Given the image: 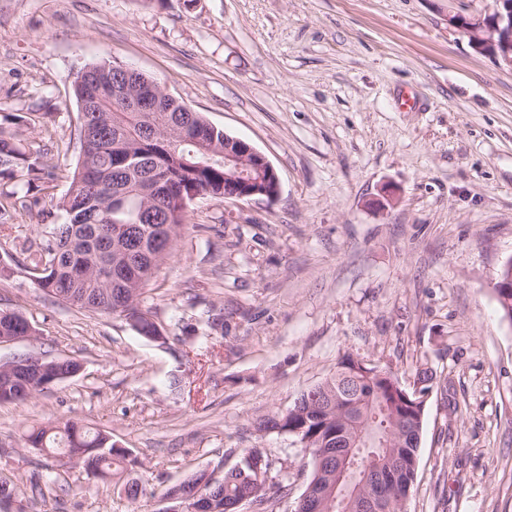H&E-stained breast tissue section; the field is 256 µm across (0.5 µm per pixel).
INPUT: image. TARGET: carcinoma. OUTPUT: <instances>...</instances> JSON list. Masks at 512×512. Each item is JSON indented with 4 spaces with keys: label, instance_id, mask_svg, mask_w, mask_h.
<instances>
[{
    "label": "carcinoma",
    "instance_id": "obj_1",
    "mask_svg": "<svg viewBox=\"0 0 512 512\" xmlns=\"http://www.w3.org/2000/svg\"><path fill=\"white\" fill-rule=\"evenodd\" d=\"M123 74L110 61L81 68L73 82V96L81 104L90 93V82H110ZM155 127L142 121L140 112H124L106 98L97 111L83 116L82 126L95 140L96 148L85 153L75 169L70 187L61 201L65 222L55 224L46 244L29 255V264L38 270L35 288L46 295L80 308L120 315L139 313L136 322L142 332H158L150 312L141 308L140 297L152 276L143 272L160 267L172 254L180 229L186 223L185 207H159L147 188L162 180L175 190H197L212 197L224 195L228 179L224 174V129L209 124L202 115L157 91ZM30 176L44 185L54 179V171L12 133L0 129V177ZM139 246L131 266L112 265V248ZM37 393L29 382L0 381V402L23 401ZM401 405L391 392L388 379H380L377 367L345 355L336 374L300 396L290 414L267 415L258 430L289 434L298 441L317 443L336 434L346 420L350 434L367 430L390 438L382 444L355 448L351 462L354 485L358 486L386 470L394 448H400L408 466L399 476L415 482L417 446L410 437L409 406L419 400L416 392ZM33 448L62 450L63 456L83 448L91 449L82 460L84 468L96 475H118L125 456L115 451L106 433L88 424L66 421L39 427L27 436ZM271 467L260 456L240 469L231 468L222 478V498L226 505L248 497L256 483H265Z\"/></svg>",
    "mask_w": 512,
    "mask_h": 512
}]
</instances>
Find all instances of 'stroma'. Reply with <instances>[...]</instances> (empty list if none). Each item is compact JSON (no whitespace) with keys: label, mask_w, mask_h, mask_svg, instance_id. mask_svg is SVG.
Here are the masks:
<instances>
[{"label":"stroma","mask_w":512,"mask_h":512,"mask_svg":"<svg viewBox=\"0 0 512 512\" xmlns=\"http://www.w3.org/2000/svg\"><path fill=\"white\" fill-rule=\"evenodd\" d=\"M487 0H0V126L56 178L31 206L0 181V310L37 337L0 345L82 369L0 403L8 512H164L199 471L267 456L268 512H294L302 444L262 434L350 354L425 395L405 512H512V321L495 292L512 258V67L454 27ZM134 68L265 154L274 203L198 198L141 298L164 334L38 291L27 249L63 223L80 151L77 70ZM25 116L13 125V116ZM51 212L42 221L38 210ZM223 317L210 335L187 322ZM179 389H171V374ZM85 421L127 454L124 478L29 447L33 428ZM39 475L41 492L31 490Z\"/></svg>","instance_id":"35a3bbf8"}]
</instances>
